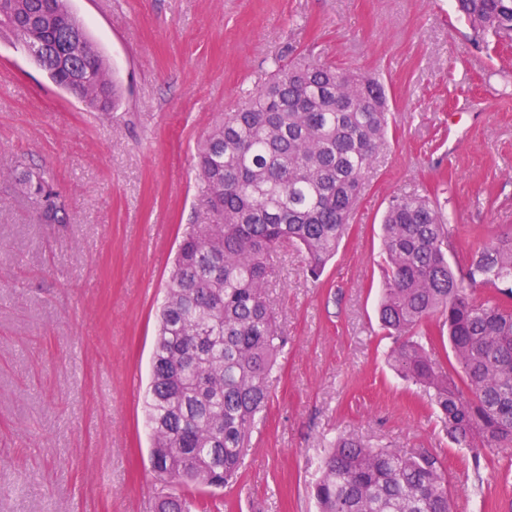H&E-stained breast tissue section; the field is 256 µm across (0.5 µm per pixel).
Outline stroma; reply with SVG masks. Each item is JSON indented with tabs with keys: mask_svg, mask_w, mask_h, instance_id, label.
Segmentation results:
<instances>
[{
	"mask_svg": "<svg viewBox=\"0 0 512 512\" xmlns=\"http://www.w3.org/2000/svg\"><path fill=\"white\" fill-rule=\"evenodd\" d=\"M122 92L104 114L0 31V168L48 169L70 209L0 210V512H155L142 389L171 262L203 187L197 144L275 61L304 52L380 78L391 149L319 281L282 248L269 294L288 344L231 489L207 512H315L326 438L438 455L453 512H512V449L457 447L391 368L379 326L389 199L438 191L458 242L512 236V55L478 44L453 0H70Z\"/></svg>",
	"mask_w": 512,
	"mask_h": 512,
	"instance_id": "1",
	"label": "stroma"
}]
</instances>
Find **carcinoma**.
Segmentation results:
<instances>
[{
    "label": "carcinoma",
    "mask_w": 512,
    "mask_h": 512,
    "mask_svg": "<svg viewBox=\"0 0 512 512\" xmlns=\"http://www.w3.org/2000/svg\"><path fill=\"white\" fill-rule=\"evenodd\" d=\"M487 50L512 42V0H454ZM82 39L33 58L49 79L98 112L117 82L68 0H0V28L21 45L66 29ZM384 84L305 53L276 64L265 89L213 122L197 147L204 188L176 252L159 312L145 396L150 462L160 480L200 490L232 486L270 397L286 338L268 288L269 260L294 245L318 281L347 232L365 178L390 148ZM44 224L68 204L53 179L9 172ZM435 192L389 199L382 220L378 316L392 369L426 391L460 448H512V238L464 251ZM486 297L475 300L471 292ZM453 359L440 361L434 337ZM311 486L318 512H451L448 477L431 453L407 454L341 435ZM162 494L157 512H192Z\"/></svg>",
    "instance_id": "1"
}]
</instances>
